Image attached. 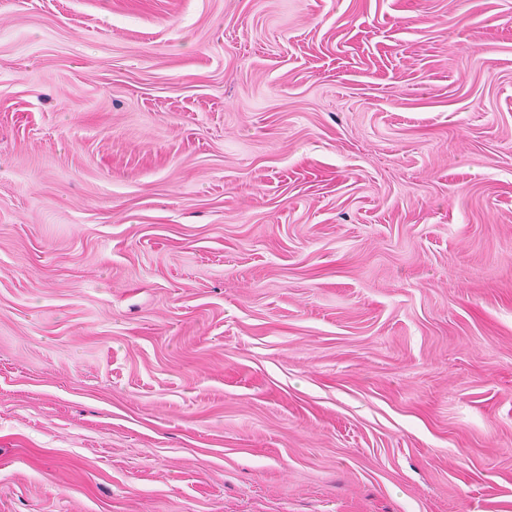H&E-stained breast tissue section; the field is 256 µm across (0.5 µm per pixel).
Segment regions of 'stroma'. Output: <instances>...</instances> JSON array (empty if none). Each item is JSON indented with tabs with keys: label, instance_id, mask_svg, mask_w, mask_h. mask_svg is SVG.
Masks as SVG:
<instances>
[{
	"label": "stroma",
	"instance_id": "1",
	"mask_svg": "<svg viewBox=\"0 0 512 512\" xmlns=\"http://www.w3.org/2000/svg\"><path fill=\"white\" fill-rule=\"evenodd\" d=\"M0 512H512V0H0Z\"/></svg>",
	"mask_w": 512,
	"mask_h": 512
}]
</instances>
